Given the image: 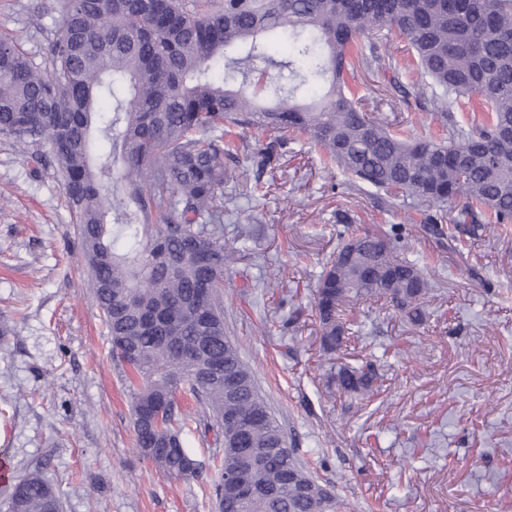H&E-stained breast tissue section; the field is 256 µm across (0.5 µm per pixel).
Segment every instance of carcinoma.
I'll list each match as a JSON object with an SVG mask.
<instances>
[{"label":"carcinoma","instance_id":"cac0c4a2","mask_svg":"<svg viewBox=\"0 0 512 512\" xmlns=\"http://www.w3.org/2000/svg\"><path fill=\"white\" fill-rule=\"evenodd\" d=\"M63 0L52 74L0 41V134L30 150L47 144L75 215L91 288L113 356L128 368L139 454L189 477L196 460L181 438L183 391L224 440L210 496L220 512H350L288 445L255 372L224 330V137L240 125L268 139L310 136L327 161L359 184L412 208L455 203L454 223L512 224V0H223L202 13L187 0ZM395 29L414 53L416 94L448 126V143L396 132L359 108L347 76L381 65L360 34ZM291 37L288 56L261 36ZM241 76L230 88L216 68ZM275 69L284 83L262 105L248 91ZM324 83L317 102L302 101ZM465 126L454 112L470 97ZM121 179L124 192L108 191ZM315 297L323 350L343 348L345 307L384 299L409 321L427 317L430 282L394 239L338 233ZM236 381L231 387L227 380ZM376 370L344 365L343 393H374ZM236 427L224 425L226 416ZM246 475L250 492L228 493ZM4 512H61L37 465L9 485Z\"/></svg>","mask_w":512,"mask_h":512}]
</instances>
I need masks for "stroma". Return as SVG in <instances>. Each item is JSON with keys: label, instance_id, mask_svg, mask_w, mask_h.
<instances>
[{"label": "stroma", "instance_id": "stroma-1", "mask_svg": "<svg viewBox=\"0 0 512 512\" xmlns=\"http://www.w3.org/2000/svg\"><path fill=\"white\" fill-rule=\"evenodd\" d=\"M58 2L0 0V39L48 66ZM360 42L402 65L404 86L416 82L404 36L372 30ZM349 81L362 110L446 137L392 89L391 70L360 67ZM235 140L223 236L238 260L224 274V328L289 444L355 512H512V225L458 227L452 253L422 231L423 213L357 189L307 136L286 135L267 164L251 129ZM244 174L260 190L240 198ZM397 224L435 275L429 319L417 326L388 302H361L344 313L345 346L324 354L314 298L337 231L385 236ZM368 361L377 390L351 404L330 372ZM125 375L51 153L34 159L0 135V462L13 478L44 463L63 512H215L222 440L185 428L198 473L153 466L135 447Z\"/></svg>", "mask_w": 512, "mask_h": 512}]
</instances>
